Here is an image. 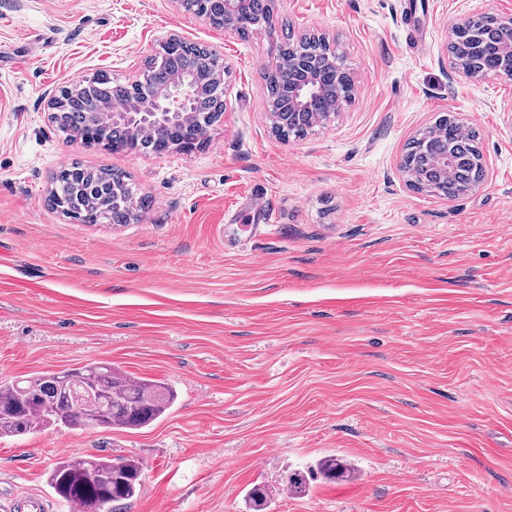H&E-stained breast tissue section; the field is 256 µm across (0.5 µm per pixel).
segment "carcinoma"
<instances>
[{
  "label": "carcinoma",
  "mask_w": 512,
  "mask_h": 512,
  "mask_svg": "<svg viewBox=\"0 0 512 512\" xmlns=\"http://www.w3.org/2000/svg\"><path fill=\"white\" fill-rule=\"evenodd\" d=\"M196 14L206 12L210 23L224 27V6L209 3L203 10L192 7ZM274 7L271 0H254L251 19L239 25L246 36L252 29L269 22ZM507 26L488 16H476L462 28L452 31L450 52L454 64L479 74L502 72L504 62L500 45ZM331 51L320 38H305L298 42L285 36L279 46L280 64L268 72L265 96L272 108H288L283 89L304 78V74L288 68L286 61L295 53L315 58ZM200 55L190 50L168 57L163 65L148 66L151 82L161 86L174 75L191 74L200 69ZM112 81L100 77L61 90L67 101L63 132L80 130L88 143L104 142L114 152H154L169 150L178 144L188 148L193 133L181 123H172L147 139L125 126L104 123L101 116L88 109V100L107 102L113 96ZM317 122L312 112L297 115L280 130L283 136H302ZM458 124L451 117H442L422 130L407 147L404 163L426 175L427 191L456 197L469 191L476 175L482 170V154L470 135L462 138ZM448 157V174L431 170L430 159ZM52 203L68 218L85 224L105 221L124 224L130 217L129 189L112 181L108 171H91L77 163L63 169L56 179ZM89 388L95 400L80 402L76 396ZM174 402V392L158 380L134 378L110 364H87L60 372L37 373L33 376L0 379V437L32 433L47 426L72 428L105 427L138 429L163 416ZM350 463L342 456L332 455L319 460L308 474L295 472L288 476L287 485L296 494L305 492L307 476L317 474L329 480L350 476ZM143 475L142 464L133 457L107 458L89 455L64 456L52 467L48 480L55 493L75 512H114L112 504L137 495ZM254 512H265L268 494L261 487L248 492Z\"/></svg>",
  "instance_id": "cac0c4a2"
}]
</instances>
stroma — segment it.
<instances>
[{
	"label": "stroma",
	"instance_id": "1",
	"mask_svg": "<svg viewBox=\"0 0 512 512\" xmlns=\"http://www.w3.org/2000/svg\"><path fill=\"white\" fill-rule=\"evenodd\" d=\"M409 2L278 0L244 38L175 0H0V378L107 362L177 395L138 430L0 438V495L55 499L75 449L142 463L116 512H252L256 485L267 512H512V77H459L448 52L460 19H512V0ZM286 28L325 37L354 81L300 139L263 94ZM164 31L223 61L203 144L126 154L58 130L50 96L142 79ZM448 115L488 171L453 198L400 167ZM74 162L123 175L128 223L51 207ZM329 455L353 476L288 490Z\"/></svg>",
	"mask_w": 512,
	"mask_h": 512
}]
</instances>
